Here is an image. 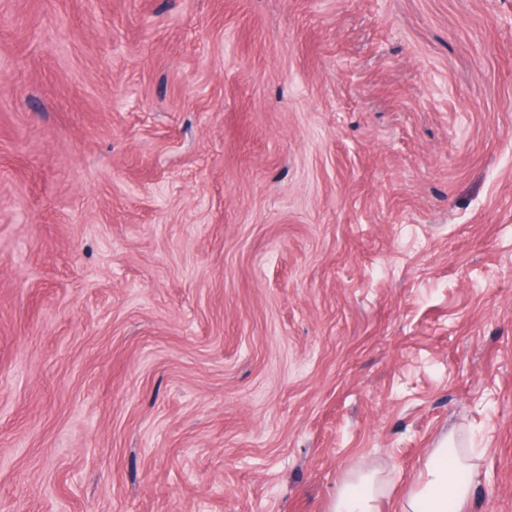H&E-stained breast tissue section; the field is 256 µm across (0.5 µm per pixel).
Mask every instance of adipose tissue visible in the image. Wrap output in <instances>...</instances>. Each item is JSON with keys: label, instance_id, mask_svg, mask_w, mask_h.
<instances>
[{"label": "adipose tissue", "instance_id": "ef3b65f1", "mask_svg": "<svg viewBox=\"0 0 512 512\" xmlns=\"http://www.w3.org/2000/svg\"><path fill=\"white\" fill-rule=\"evenodd\" d=\"M451 445L446 438L430 449L401 512H461L478 471L472 462L451 453ZM385 495L386 482L380 473L349 476L339 485L331 512H379Z\"/></svg>", "mask_w": 512, "mask_h": 512}]
</instances>
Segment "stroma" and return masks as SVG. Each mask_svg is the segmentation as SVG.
I'll return each instance as SVG.
<instances>
[{"label":"stroma","mask_w":512,"mask_h":512,"mask_svg":"<svg viewBox=\"0 0 512 512\" xmlns=\"http://www.w3.org/2000/svg\"><path fill=\"white\" fill-rule=\"evenodd\" d=\"M512 512V0H0V512ZM452 436L430 448L419 479L405 498L401 512H460L469 497L471 486L478 471L476 466L461 457L451 454ZM468 478L462 479L461 473ZM386 482L379 472L347 476L338 487L330 512H379Z\"/></svg>","instance_id":"stroma-1"}]
</instances>
